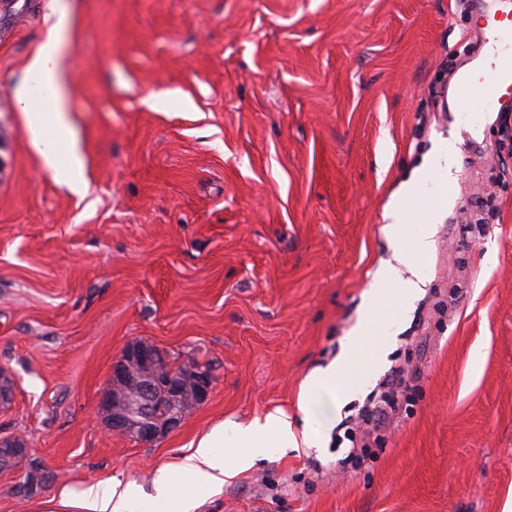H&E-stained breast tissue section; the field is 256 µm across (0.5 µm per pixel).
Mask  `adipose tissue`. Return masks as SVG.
I'll list each match as a JSON object with an SVG mask.
<instances>
[{
    "label": "adipose tissue",
    "mask_w": 512,
    "mask_h": 512,
    "mask_svg": "<svg viewBox=\"0 0 512 512\" xmlns=\"http://www.w3.org/2000/svg\"><path fill=\"white\" fill-rule=\"evenodd\" d=\"M67 13H60L28 69V82L20 93L19 105L26 117V126L33 147L55 178L71 188L85 187V162L74 139L70 109L65 92L62 65L61 34ZM427 169H420L416 183L407 184L402 193L386 208L385 234L392 242V253L380 267L371 301H384L383 312L368 311L348 337L341 355L326 367L315 369L305 380L303 392L310 398V422L302 432H295L284 411L267 413L248 424L221 421L193 444L192 453L175 466L160 469L153 494H145L136 484L105 481L90 485L80 493L63 490L60 503L76 512H135L140 500L151 499L164 504L170 497L175 474L190 478L195 489L219 492L224 484L223 449L240 451L238 469H246L263 457L270 448H294L304 445L320 448L337 413L354 399L360 389L356 376L359 366L367 361L369 342L379 340L383 321L395 318L420 292L425 275L418 258L433 245L434 229L424 225L412 239L402 234V221L411 212L422 209L425 200L416 192L417 182L432 179Z\"/></svg>",
    "instance_id": "1"
}]
</instances>
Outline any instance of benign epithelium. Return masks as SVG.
<instances>
[{
    "mask_svg": "<svg viewBox=\"0 0 512 512\" xmlns=\"http://www.w3.org/2000/svg\"><path fill=\"white\" fill-rule=\"evenodd\" d=\"M165 362L166 353L146 343L128 345L116 357L100 401L112 432L154 442L177 430L192 410L208 401L214 387L211 373L188 362L175 380L165 373ZM159 389L168 398V420L163 424L152 420Z\"/></svg>",
    "mask_w": 512,
    "mask_h": 512,
    "instance_id": "1",
    "label": "benign epithelium"
}]
</instances>
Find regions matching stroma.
<instances>
[{
	"mask_svg": "<svg viewBox=\"0 0 512 512\" xmlns=\"http://www.w3.org/2000/svg\"><path fill=\"white\" fill-rule=\"evenodd\" d=\"M57 0H0V512H65L63 489L152 490L210 428L275 409L336 358L391 255L382 214L422 161L403 226L437 227L427 282L387 330L375 390L419 371L382 449L272 448L196 512H503L512 499V97L460 102L512 35L475 31L488 0H67L63 53L87 189L58 183L17 106ZM490 193L483 223L470 198ZM145 342L210 361V399L152 443L109 433L112 362ZM55 473L33 495L26 471Z\"/></svg>",
	"mask_w": 512,
	"mask_h": 512,
	"instance_id": "35a3bbf8",
	"label": "stroma"
}]
</instances>
